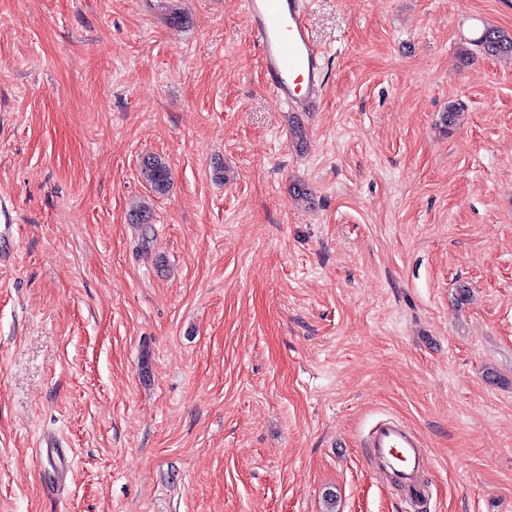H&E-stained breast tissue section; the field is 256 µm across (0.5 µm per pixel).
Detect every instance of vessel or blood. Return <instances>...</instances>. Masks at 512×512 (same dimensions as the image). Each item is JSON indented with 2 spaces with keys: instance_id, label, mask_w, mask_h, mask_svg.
<instances>
[{
  "instance_id": "obj_1",
  "label": "vessel or blood",
  "mask_w": 512,
  "mask_h": 512,
  "mask_svg": "<svg viewBox=\"0 0 512 512\" xmlns=\"http://www.w3.org/2000/svg\"><path fill=\"white\" fill-rule=\"evenodd\" d=\"M261 53L267 89L296 112L319 111L325 85L324 52L302 20L301 0H244ZM368 467L401 488L409 502L429 496L427 451L406 423L385 417L365 435Z\"/></svg>"
}]
</instances>
